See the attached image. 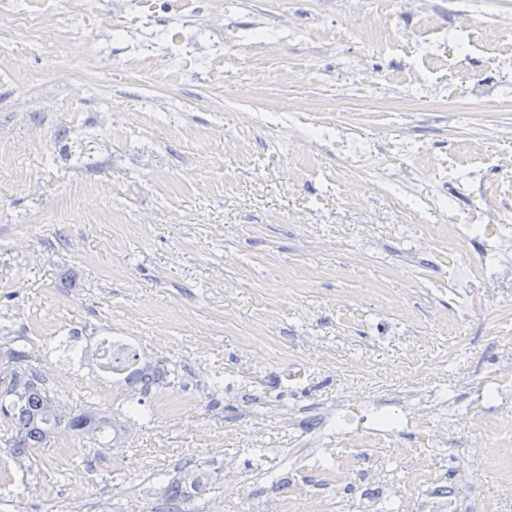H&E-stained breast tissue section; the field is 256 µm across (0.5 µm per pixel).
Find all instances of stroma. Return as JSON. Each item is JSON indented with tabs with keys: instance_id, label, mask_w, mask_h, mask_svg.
Returning <instances> with one entry per match:
<instances>
[{
	"instance_id": "35a3bbf8",
	"label": "stroma",
	"mask_w": 512,
	"mask_h": 512,
	"mask_svg": "<svg viewBox=\"0 0 512 512\" xmlns=\"http://www.w3.org/2000/svg\"><path fill=\"white\" fill-rule=\"evenodd\" d=\"M47 26L0 23V343L126 432L59 431L24 472L0 415V512H166L182 467L210 476L195 512H306L329 448L401 512L444 487L512 512V400L470 405L512 359V241L472 224L485 194L512 222V138L476 155L453 131L470 111L512 126V0H109ZM148 44L177 83L127 68ZM475 260L506 274L495 303ZM107 335L173 371L139 414L56 349ZM345 399L359 433L336 430ZM419 404L447 440L373 430Z\"/></svg>"
}]
</instances>
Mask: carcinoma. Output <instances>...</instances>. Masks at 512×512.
Listing matches in <instances>:
<instances>
[{"label": "carcinoma", "mask_w": 512, "mask_h": 512, "mask_svg": "<svg viewBox=\"0 0 512 512\" xmlns=\"http://www.w3.org/2000/svg\"><path fill=\"white\" fill-rule=\"evenodd\" d=\"M8 373L0 383L5 385L8 403L0 400V413L8 416L15 429V437L7 441L12 457L19 466L29 459V449L45 446L55 433L64 428L93 444L112 435V441L121 439L124 427L112 415L91 406L77 408L51 395L43 386V379L29 365L30 352L26 347H10L3 352ZM137 364L123 379L114 383L123 385L131 395L148 391L165 383L170 370L159 358L135 355ZM206 474L198 469H186L173 476L162 488L171 504V512H188L184 505L202 494L207 486Z\"/></svg>", "instance_id": "1"}]
</instances>
